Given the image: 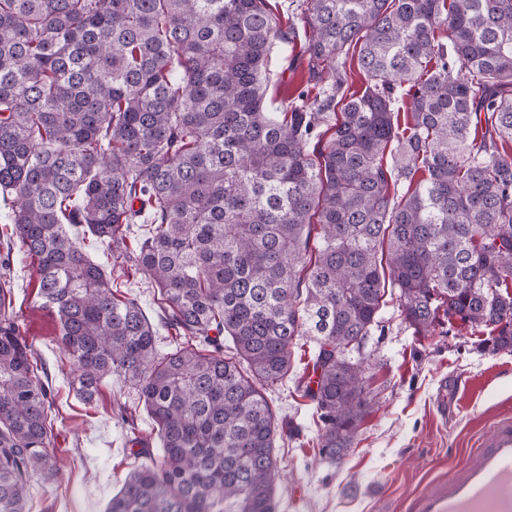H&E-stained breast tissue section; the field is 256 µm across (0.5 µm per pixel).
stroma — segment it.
Instances as JSON below:
<instances>
[{"label":"stroma","mask_w":512,"mask_h":512,"mask_svg":"<svg viewBox=\"0 0 512 512\" xmlns=\"http://www.w3.org/2000/svg\"><path fill=\"white\" fill-rule=\"evenodd\" d=\"M300 44L278 45L270 63L268 104L277 107L289 93L304 89ZM13 305L55 391L56 445L65 473L60 482L32 486L29 512H105L126 476L141 462L127 442L116 412L129 403L137 430L150 445L158 440L135 392L107 380L92 409H85L71 384V364L61 356L56 319L41 309L34 262L14 252ZM383 331L371 336L361 357L369 407L353 447L339 463L320 457V428L296 389L303 357L313 342L298 346L287 379L266 396L278 420L302 427L298 440L275 453L286 478L277 490V512H399L402 500L424 488L429 477L453 471L460 452L498 418L512 416V349L484 348L481 333L456 324L439 325L425 336L403 322L397 302L382 313ZM455 383L441 394L443 380Z\"/></svg>","instance_id":"obj_1"}]
</instances>
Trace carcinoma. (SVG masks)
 <instances>
[{
  "label": "carcinoma",
  "mask_w": 512,
  "mask_h": 512,
  "mask_svg": "<svg viewBox=\"0 0 512 512\" xmlns=\"http://www.w3.org/2000/svg\"><path fill=\"white\" fill-rule=\"evenodd\" d=\"M300 7L318 95L274 116L271 55L296 31L268 0H0L7 250L36 261L80 400L118 376L159 438L134 439L144 461L106 512H275L276 441L301 428L266 387L313 340L301 397L319 455L343 458L369 406L350 351L389 293L418 336L444 318L512 347V0ZM79 228L158 289L169 351ZM10 275L1 256L0 512H26L62 468ZM79 238L83 250L86 252L88 257L96 264L101 266L109 276V273L112 270V265L114 263L112 254L104 250V248L99 243H97L90 235H82L81 230L79 232Z\"/></svg>",
  "instance_id": "obj_1"
}]
</instances>
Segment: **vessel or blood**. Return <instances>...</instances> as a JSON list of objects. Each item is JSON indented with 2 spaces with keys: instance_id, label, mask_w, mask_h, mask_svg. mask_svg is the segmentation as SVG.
I'll return each mask as SVG.
<instances>
[{
  "instance_id": "b4317fda",
  "label": "vessel or blood",
  "mask_w": 512,
  "mask_h": 512,
  "mask_svg": "<svg viewBox=\"0 0 512 512\" xmlns=\"http://www.w3.org/2000/svg\"><path fill=\"white\" fill-rule=\"evenodd\" d=\"M401 512H512V419L494 422L453 473L407 496Z\"/></svg>"
}]
</instances>
